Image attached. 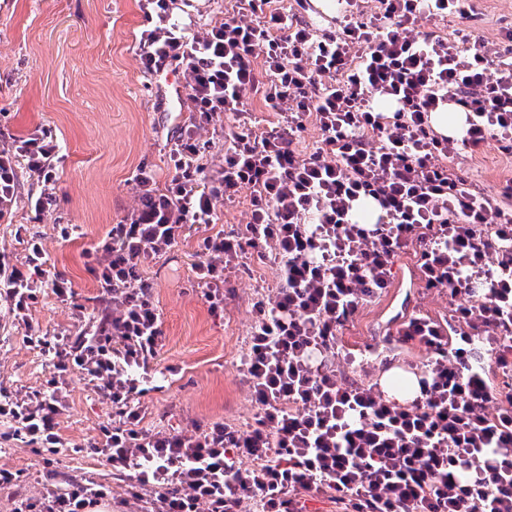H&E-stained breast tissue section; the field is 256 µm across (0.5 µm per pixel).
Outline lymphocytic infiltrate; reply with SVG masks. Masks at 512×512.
Listing matches in <instances>:
<instances>
[{"label": "lymphocytic infiltrate", "instance_id": "f902f5d3", "mask_svg": "<svg viewBox=\"0 0 512 512\" xmlns=\"http://www.w3.org/2000/svg\"><path fill=\"white\" fill-rule=\"evenodd\" d=\"M175 2L144 0L152 23L140 41L144 69L177 66L189 110L206 120L244 113L256 97L280 119L239 125L212 180L189 138L166 193L155 195L153 174L140 173L141 208L86 254L111 314L72 339L32 337L51 377L24 394L0 386V420L37 452L81 454L55 419L66 381L83 373L114 415L87 449L141 512H302L311 491L345 512H512V410L486 415L494 392L470 370L468 350L449 347L444 328L424 316L403 324L404 339L433 354L421 397L408 405L338 383L327 357L338 328L387 287L395 257L413 245L428 287L478 297L456 308L457 321L496 342L499 367L512 364V182L488 196L446 164L491 139L512 153V30L505 49H464L418 22L470 20L473 0H376L371 12L344 0L341 19L320 34L296 9L247 0L251 20L228 13L199 35L173 21ZM449 103L466 114L458 139L430 125ZM310 122L320 136L303 152L297 144ZM21 149L52 185L47 135L30 134ZM246 188L245 236H203L196 274L215 309L224 303L219 274L245 248H269L282 261L279 288L253 307L244 369L255 423L245 431L217 423L196 437L145 432L139 399L161 330L135 265L144 251L171 246L185 224L212 223L215 200ZM362 200L377 204L375 224L354 220ZM26 251L22 271L0 257V300L21 322L43 287L62 303L72 296L68 281L48 280L37 236ZM40 483L14 512H96L112 500L111 486L90 475L64 482L47 469Z\"/></svg>", "mask_w": 512, "mask_h": 512}]
</instances>
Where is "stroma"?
<instances>
[{"instance_id": "1", "label": "stroma", "mask_w": 512, "mask_h": 512, "mask_svg": "<svg viewBox=\"0 0 512 512\" xmlns=\"http://www.w3.org/2000/svg\"><path fill=\"white\" fill-rule=\"evenodd\" d=\"M475 20H421L461 47H500L512 25V0H476ZM149 24L140 0H0V149L11 148L29 131L52 137L55 190L52 205L34 209L30 198L41 186L17 160L16 193L10 213L0 218V256L24 269L26 233L41 238L49 278L67 280L68 303L43 291L28 324L0 312V384L27 392L51 375L48 358L26 336L74 335L78 317L96 315V275L83 257L113 224L141 206L136 180L151 171L157 192L175 174L172 151L191 122L183 77L174 68L156 75L144 70L140 40ZM485 194L497 193L512 178V155L489 142L481 153L449 161ZM250 194L235 202L216 201L210 225L188 224L166 250L141 259L143 279L152 287L163 346L149 369L155 384L141 399L143 431L191 437L212 423L249 429L256 409L243 360L254 324L253 305L280 283V264L264 250H248L224 269V307L210 310L197 285L202 256L198 240L207 232L241 235L249 217ZM470 297L450 296L421 279L420 256L411 247L393 263L387 288L364 303L336 336L333 366L342 383L379 386L382 374L399 368L423 376L430 354L402 340L403 321L423 315L451 325L453 310ZM66 409L57 429L83 445L112 418L103 393L75 374L66 384ZM43 457L13 439L0 423V467L21 472L13 492H0V512H11L14 495L38 494ZM67 477L84 474L111 482L106 512H138L123 505V487L95 455L61 457Z\"/></svg>"}]
</instances>
